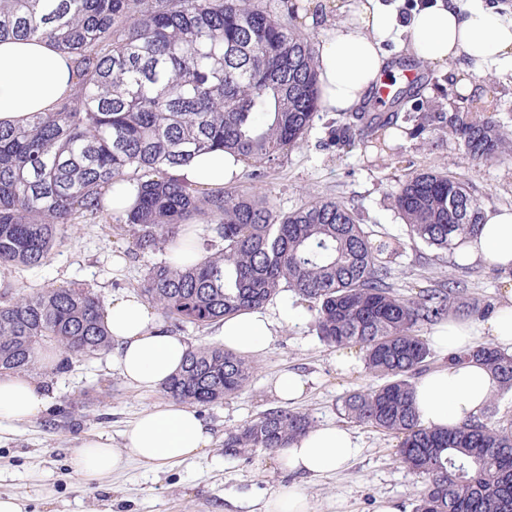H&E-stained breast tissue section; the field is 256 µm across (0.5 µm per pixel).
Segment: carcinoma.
<instances>
[{
  "mask_svg": "<svg viewBox=\"0 0 512 512\" xmlns=\"http://www.w3.org/2000/svg\"><path fill=\"white\" fill-rule=\"evenodd\" d=\"M45 38L71 57L74 93L51 112L0 126V265L43 266L59 226L93 221L123 183L139 185L138 203L118 221L134 245H173L190 220L217 225L221 248L200 262H161L142 295L168 319L205 326L259 308L282 291L311 304L314 328L330 346L355 344L366 370L384 383L346 394L353 423L400 437L396 454L422 475L416 512H512V418H475L448 428L420 424L413 375L431 352L417 327L459 305L465 285L395 292L389 259L398 245L376 241L358 214L336 199L282 213L259 195L203 192L176 175L200 152L224 149L264 168L295 147L318 115L311 39L259 0H0V42ZM403 119L421 136L444 124L473 160L492 164L512 152V132L480 103L447 117L436 112L338 114L331 136L376 135ZM410 239L449 251L474 236L480 208L459 177L417 172L395 195ZM104 305L82 283L0 293V373L35 367L58 350L60 369L74 357L110 349ZM469 357L512 388V355L480 344ZM256 365L219 344L192 347L163 388L196 407L221 403L251 381ZM315 427L307 413L273 408L224 434V455L283 448Z\"/></svg>",
  "mask_w": 512,
  "mask_h": 512,
  "instance_id": "obj_1",
  "label": "carcinoma"
}]
</instances>
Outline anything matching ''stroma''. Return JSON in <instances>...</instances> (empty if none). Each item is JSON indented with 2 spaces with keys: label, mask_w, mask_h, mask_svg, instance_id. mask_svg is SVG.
I'll list each match as a JSON object with an SVG mask.
<instances>
[{
  "label": "stroma",
  "mask_w": 512,
  "mask_h": 512,
  "mask_svg": "<svg viewBox=\"0 0 512 512\" xmlns=\"http://www.w3.org/2000/svg\"><path fill=\"white\" fill-rule=\"evenodd\" d=\"M428 82L418 99L444 112L467 111L450 86L447 70L427 68ZM327 119L315 121L303 140L257 177V166L245 162L236 190L267 197L280 211L314 200L335 198L361 214L377 232L401 240L390 264L394 289L413 296L421 287L451 279L466 280L472 297L496 304L512 271L485 263L457 264L452 254L407 239L406 226L392 208V197L408 175L446 171L469 186L481 211L512 209V155L491 165L469 157L464 141L448 129L420 138L403 137L385 150L340 149L329 139ZM63 239L49 261L31 271L0 272V290L20 293L28 287H61L73 282L90 286L104 303L138 292L150 268L165 252L136 249L129 233L112 223L67 224ZM337 353L319 340L311 322L283 325L264 355L255 360L257 374L241 393L224 402L200 408L199 414L215 436V444L201 457L176 465L153 467L137 461L105 481L74 476L69 457L87 433H101L113 447L143 410L168 404L163 390L144 392L128 386L112 366L111 353L74 359L64 373L37 363L30 377L49 396L46 409L26 422L0 423V494L26 500L28 512H258L269 493L286 481L276 453L260 450L245 457L224 454L225 431L279 407L270 381L281 369L300 372L307 380L304 397L294 410L311 414L316 423L346 427L361 453L343 471L304 477L314 512H375L380 500L398 503L413 512L422 478L394 456L395 436L348 422L340 411L350 391L379 385L367 371L342 373L333 364Z\"/></svg>",
  "instance_id": "stroma-1"
}]
</instances>
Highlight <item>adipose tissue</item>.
Wrapping results in <instances>:
<instances>
[{
    "label": "adipose tissue",
    "instance_id": "obj_1",
    "mask_svg": "<svg viewBox=\"0 0 512 512\" xmlns=\"http://www.w3.org/2000/svg\"><path fill=\"white\" fill-rule=\"evenodd\" d=\"M318 0H298L296 8L309 29L323 30L318 53L321 106L324 111H358L376 90L388 65L382 45L401 38L406 51L433 67L453 72L454 88L464 96H484L482 74L512 69V18H504L497 0H423L407 24L381 9L375 0H333L339 16L331 22ZM74 86L71 59L49 42H0V124L17 125L33 112L52 108ZM243 161L221 150L194 157L179 174L191 183L220 189L241 174ZM458 263H487L512 269V209L486 212L480 233L455 245ZM298 297L284 293L274 304L241 311L221 320L219 344L240 355L266 353L278 329L306 320ZM105 326L114 345L112 363L129 385L154 391L178 374L187 343L167 333L137 297L114 299L105 310ZM512 352V285L478 324L448 317L430 334L432 346L452 354L454 362L421 375L413 386V403L422 425L455 426L479 417L498 387L494 374L468 360L479 337ZM42 387L23 373L0 375V422L25 421L46 406ZM214 435L195 409L171 404L142 413L124 434L122 448L101 436L82 439L69 466L86 479H104L125 462L146 465L185 462L204 455ZM360 450L346 430L331 423L315 426L278 449L279 467L287 473L318 476L344 469Z\"/></svg>",
    "mask_w": 512,
    "mask_h": 512
}]
</instances>
